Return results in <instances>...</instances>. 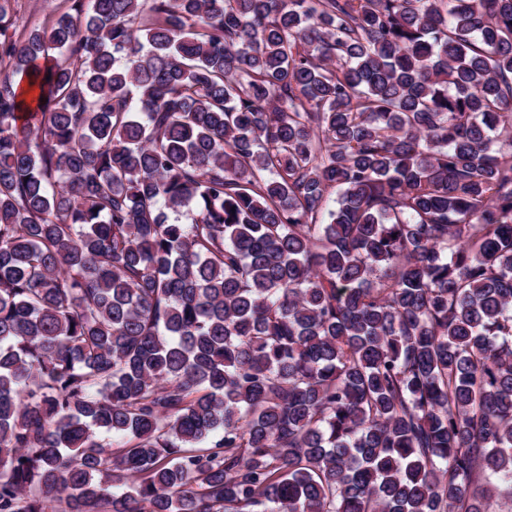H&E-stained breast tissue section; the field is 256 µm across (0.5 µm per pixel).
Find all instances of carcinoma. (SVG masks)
I'll use <instances>...</instances> for the list:
<instances>
[{"instance_id":"1","label":"carcinoma","mask_w":512,"mask_h":512,"mask_svg":"<svg viewBox=\"0 0 512 512\" xmlns=\"http://www.w3.org/2000/svg\"><path fill=\"white\" fill-rule=\"evenodd\" d=\"M16 27L0 0V512L512 497V0Z\"/></svg>"}]
</instances>
